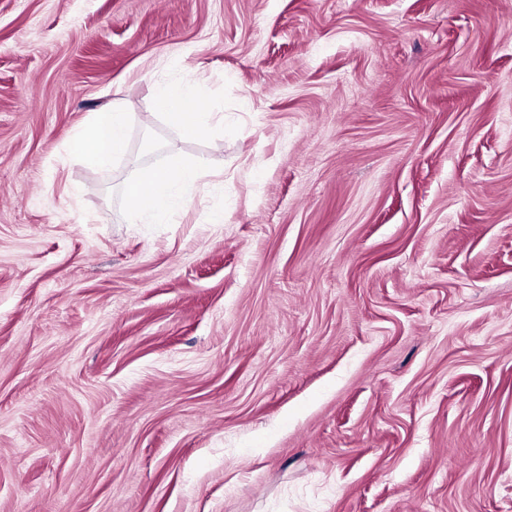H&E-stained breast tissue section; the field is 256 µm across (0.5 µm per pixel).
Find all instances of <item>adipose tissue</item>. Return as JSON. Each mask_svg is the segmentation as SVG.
<instances>
[{"label":"adipose tissue","mask_w":512,"mask_h":512,"mask_svg":"<svg viewBox=\"0 0 512 512\" xmlns=\"http://www.w3.org/2000/svg\"><path fill=\"white\" fill-rule=\"evenodd\" d=\"M155 106L187 139L204 134L209 115L203 112L191 83L163 84L155 91ZM129 115L120 103L93 114L89 124L77 133L80 152L94 164L105 167L127 150L126 128ZM204 175L198 162H177L174 170L143 168L125 187L129 202V221L160 218L168 210L188 201Z\"/></svg>","instance_id":"obj_1"}]
</instances>
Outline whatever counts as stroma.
<instances>
[{
    "label": "stroma",
    "instance_id": "1",
    "mask_svg": "<svg viewBox=\"0 0 512 512\" xmlns=\"http://www.w3.org/2000/svg\"><path fill=\"white\" fill-rule=\"evenodd\" d=\"M0 512H512V0H0ZM155 106L186 139L198 138L208 128L210 114L203 112L190 82L158 86ZM128 112L112 101V108L94 112L89 124L75 135L80 152L94 164L105 167L126 153ZM175 171L157 167L143 168L138 177L126 184L129 223L141 224L148 218H160L169 209L188 201L204 175L199 162L174 160Z\"/></svg>",
    "mask_w": 512,
    "mask_h": 512
}]
</instances>
